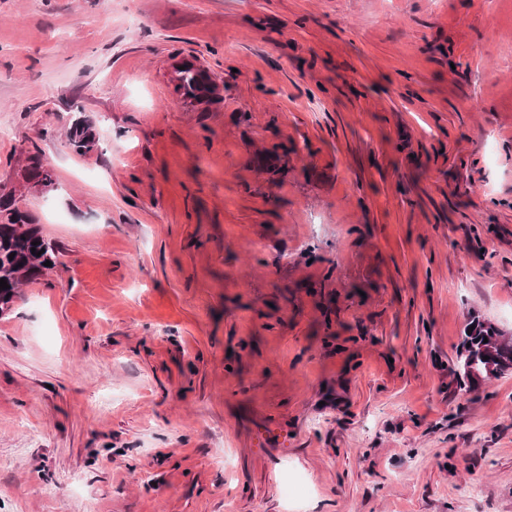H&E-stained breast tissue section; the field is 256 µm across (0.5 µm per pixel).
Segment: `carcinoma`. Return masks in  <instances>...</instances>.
I'll return each mask as SVG.
<instances>
[{
  "instance_id": "cac0c4a2",
  "label": "carcinoma",
  "mask_w": 512,
  "mask_h": 512,
  "mask_svg": "<svg viewBox=\"0 0 512 512\" xmlns=\"http://www.w3.org/2000/svg\"><path fill=\"white\" fill-rule=\"evenodd\" d=\"M184 69L175 70L176 92L182 98L200 103L205 100L203 91L210 77L203 70L186 61ZM69 145L78 155L93 151L97 140L94 124L88 119L73 123L67 133ZM16 180L48 179L45 186L54 184V172L44 164L38 155L29 156V163L15 172ZM38 245H32V242ZM36 248L40 255L32 254ZM57 250L40 234L33 216L16 204V199L0 185V279L7 281L9 288L0 289V314L9 308L16 297L17 289L25 281H34L46 270L44 262L56 264ZM496 330L481 323L474 324L470 334V347L466 348L465 359L469 373L459 372L461 378L473 382L486 377V365L493 361L496 373L512 367V343L495 341ZM489 360H484V357Z\"/></svg>"
}]
</instances>
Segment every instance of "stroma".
<instances>
[{"mask_svg":"<svg viewBox=\"0 0 512 512\" xmlns=\"http://www.w3.org/2000/svg\"><path fill=\"white\" fill-rule=\"evenodd\" d=\"M510 56L512 0H0L59 248L0 316V512H512V368L455 374L512 341ZM184 66V70H180V67ZM177 67L175 73L177 76L175 80L177 84L175 86L176 92L185 99H193L200 103L205 100L203 91L205 90L206 81L210 80V77L203 70L195 67V65L186 61L182 65ZM69 145L78 155H86L93 151L97 140L94 124L89 119L77 120L67 133ZM474 326L473 331L468 336L470 339V347L466 348L464 360L467 359V367L469 368V376L464 371L460 372V356L461 349L458 352V369L459 375L464 380L466 379L469 383L476 379L485 378L486 365L489 360H492L496 366V374H500L505 369L512 367V343L506 341H492L493 336L496 335V330L491 326H485L481 323H470L467 331H470V327ZM484 338L488 339L487 343H484ZM484 356H489L488 360H484ZM462 359V361L464 362ZM494 376V377H495Z\"/></svg>","mask_w":512,"mask_h":512,"instance_id":"1","label":"stroma"}]
</instances>
